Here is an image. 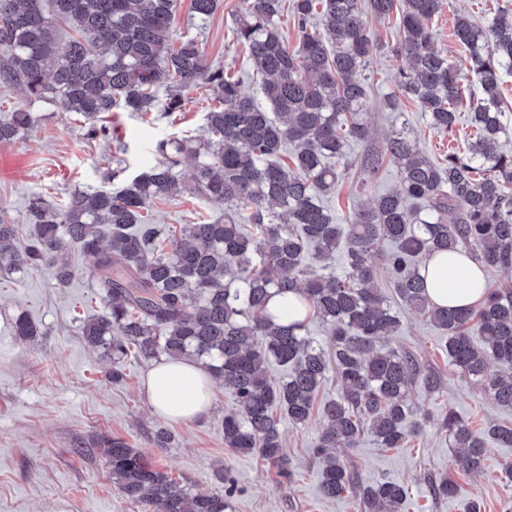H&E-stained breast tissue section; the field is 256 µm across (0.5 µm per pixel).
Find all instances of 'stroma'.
I'll return each instance as SVG.
<instances>
[{
	"mask_svg": "<svg viewBox=\"0 0 512 512\" xmlns=\"http://www.w3.org/2000/svg\"><path fill=\"white\" fill-rule=\"evenodd\" d=\"M247 7L246 0H219L206 22L190 26L185 21L190 5L183 0V19L175 33L198 36L207 59L236 71L246 92L256 96L260 89L251 79L248 52L233 31L235 18ZM494 8L510 15L512 0H443L441 12L430 23L435 47L459 71H467L468 61L452 36L455 16L464 13L480 22ZM365 21L379 48L366 70L371 84L366 118L373 136L369 143L351 147L352 155L360 159L381 154L392 130L385 100L397 93V74L407 65L405 58L390 52L402 38L397 18L369 15ZM210 98V92L202 89L190 93L185 111L171 118L158 112L141 119L113 113L107 138L91 139L74 115L30 98L21 88L0 87L1 112L23 108L39 116L25 137L0 146V208L20 219L40 195L60 200L77 188L118 190L153 164L158 139L203 138ZM402 108L419 134L421 148L432 158L465 148L471 132L467 122L444 136L428 128L413 103L403 101ZM120 143L127 152L118 165L110 156ZM398 185L397 169L390 161H383L371 178L356 166L344 172L326 204L343 218L368 205L373 193L392 191ZM149 209L155 223L177 225L193 223L201 214L221 218L226 206L186 196L153 201ZM59 260L71 272L68 281H59L55 267L47 264L23 274L0 271V512H152L147 502L125 499L113 483L99 451L100 442L112 437L138 448L153 465L193 490L223 493L220 475L229 473L236 488L232 512H360L359 486L380 479L408 489L406 512H467L472 498L479 500L482 512H505L512 488L501 476V465L512 460V448L494 443L486 448L482 473L468 475L455 470L447 439L434 429H426L399 450L379 448L370 436H362L346 454L357 489L327 499L319 490L322 463L312 449L323 426L320 413H313L304 426H284L283 451L292 465L288 477L259 456H243L225 447L222 420L233 399L222 381L214 383V405L206 416L192 422L165 421L146 398L149 362L128 356L123 379L112 381L111 358L84 340L85 322L108 307L92 256L69 246ZM21 313L39 324L36 340L14 336L12 322ZM400 316L402 328L391 338V346L410 351L424 369L440 372L443 378L434 394L414 385L409 395L413 406L434 407L476 428L488 422L512 423V410L492 406L483 391L452 366L444 331L419 312L404 310ZM163 426L169 427L174 440L159 448L153 436ZM444 474L461 485L460 497H433L430 484Z\"/></svg>",
	"mask_w": 512,
	"mask_h": 512,
	"instance_id": "1",
	"label": "stroma"
}]
</instances>
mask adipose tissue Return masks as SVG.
I'll list each match as a JSON object with an SVG mask.
<instances>
[{
  "label": "adipose tissue",
  "instance_id": "adipose-tissue-1",
  "mask_svg": "<svg viewBox=\"0 0 512 512\" xmlns=\"http://www.w3.org/2000/svg\"><path fill=\"white\" fill-rule=\"evenodd\" d=\"M434 305L462 308L484 297L486 276L466 253L431 258L422 270ZM213 393L210 375L191 359H164L146 375V396L158 416L194 421L206 415Z\"/></svg>",
  "mask_w": 512,
  "mask_h": 512
}]
</instances>
